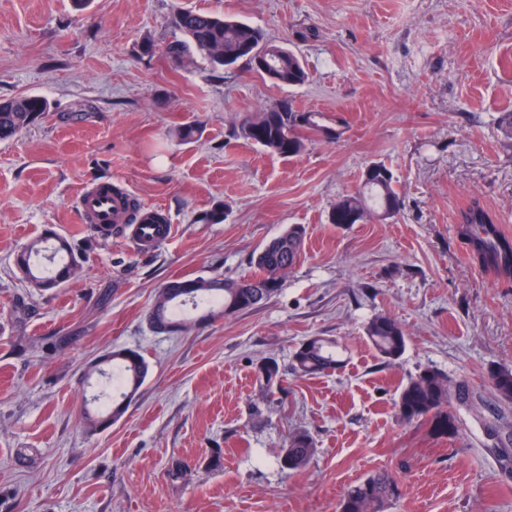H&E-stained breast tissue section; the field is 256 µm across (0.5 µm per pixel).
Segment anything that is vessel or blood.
Returning <instances> with one entry per match:
<instances>
[{
    "label": "vessel or blood",
    "mask_w": 512,
    "mask_h": 512,
    "mask_svg": "<svg viewBox=\"0 0 512 512\" xmlns=\"http://www.w3.org/2000/svg\"><path fill=\"white\" fill-rule=\"evenodd\" d=\"M127 191H117L112 181H98L86 185L76 202L85 223L90 224L105 240L123 236L144 253L157 250L172 237V224H129L125 221Z\"/></svg>",
    "instance_id": "vessel-or-blood-1"
}]
</instances>
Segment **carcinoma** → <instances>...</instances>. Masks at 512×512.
I'll return each mask as SVG.
<instances>
[{"label":"carcinoma","mask_w":512,"mask_h":512,"mask_svg":"<svg viewBox=\"0 0 512 512\" xmlns=\"http://www.w3.org/2000/svg\"><path fill=\"white\" fill-rule=\"evenodd\" d=\"M174 23L181 38L167 43L162 50V56L170 64L180 67L197 55L214 70L241 65L264 75L257 61L258 51L267 41L262 29L222 14L196 10L177 11ZM269 67L276 70L277 78L273 82L277 85L297 87L308 79L305 65L291 51L270 62ZM46 110L47 102L40 96L0 99V141L9 140L33 125ZM321 132L319 116L295 110L289 99L263 111L245 113L238 126L239 137L284 158L301 154L310 136ZM176 133L182 142L193 143L201 137L202 129L191 121L180 125ZM401 207L391 171L382 163L372 162L363 171L360 187L333 205L328 220L337 225L358 224L387 208L396 215ZM460 224L474 258L501 275L511 276L512 240L499 234L493 216L475 201L462 211ZM305 238L304 226L290 225L256 255V271L246 278L198 276L167 281L154 296L148 313L150 328L159 333L185 332L198 322L256 307L281 290L302 254ZM76 262L70 242L60 236L31 241L15 260L23 278L42 285L45 290L69 280ZM366 337L377 354L388 362L398 360L406 350L407 336L403 328L386 315L369 321ZM340 363L336 343L320 336L304 339L293 353V372L299 376L334 370ZM102 364L112 365V371L118 374V397L102 408L97 406L98 398H93L95 407L86 409L84 416L85 424L92 430L103 428L124 414L127 402L136 396L149 371L145 358L128 348L112 349L90 366V372L106 374L100 368ZM284 377V370L274 360L258 368V379L269 390L280 388ZM490 382L498 401L507 407L512 405V369L490 370ZM472 403L473 391L466 380L452 382L448 375L426 368L401 387L396 407L404 422L428 419L435 433L451 438L459 433L453 408ZM315 450V441L308 432H291L284 448L288 453L286 470L296 472L305 468ZM400 493L398 477L381 470L350 485L340 500L339 512H382Z\"/></svg>","instance_id":"cac0c4a2"}]
</instances>
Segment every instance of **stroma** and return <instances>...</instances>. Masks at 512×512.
I'll use <instances>...</instances> for the list:
<instances>
[{
	"label": "stroma",
	"mask_w": 512,
	"mask_h": 512,
	"mask_svg": "<svg viewBox=\"0 0 512 512\" xmlns=\"http://www.w3.org/2000/svg\"><path fill=\"white\" fill-rule=\"evenodd\" d=\"M180 9L261 28L302 59L306 83L144 55V41L176 36ZM25 95L48 110L0 141V512H338L381 469L401 480L384 512H512V445L487 447L484 430H512L488 379L512 368V277L481 265L460 232L477 201L512 238V0H0V99ZM284 98L326 128L301 155L238 138L240 114ZM192 120L201 137L180 143L174 128ZM372 162L391 171L399 214L329 223ZM101 178L164 213L170 241L144 254L99 239L76 196ZM216 203L223 223L204 222ZM292 224L307 236L278 294L187 333L149 328L164 282L250 275ZM48 225L79 269L40 293L14 255ZM379 314L407 334L392 365L365 335ZM310 336L335 339L340 366L268 395L258 366L290 368ZM116 347L140 351L148 376L122 417L91 432L87 370ZM426 367L478 395L457 437L397 414ZM296 430L316 453L290 475L279 457Z\"/></svg>",
	"instance_id": "1"
}]
</instances>
